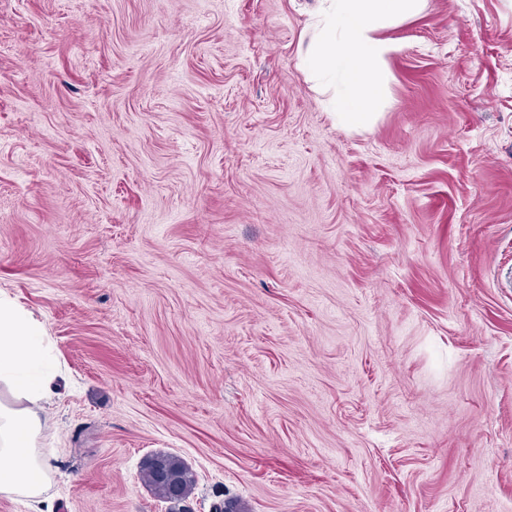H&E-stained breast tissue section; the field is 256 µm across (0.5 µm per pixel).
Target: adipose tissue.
Here are the masks:
<instances>
[{
	"label": "adipose tissue",
	"mask_w": 512,
	"mask_h": 512,
	"mask_svg": "<svg viewBox=\"0 0 512 512\" xmlns=\"http://www.w3.org/2000/svg\"><path fill=\"white\" fill-rule=\"evenodd\" d=\"M425 0H320L301 67L331 90L328 109L337 126L370 127L385 98L386 57L398 41L384 32L421 14ZM44 328L8 295L0 293V494L39 500L50 469L39 448L42 403L55 374L48 365Z\"/></svg>",
	"instance_id": "adipose-tissue-1"
}]
</instances>
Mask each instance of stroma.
<instances>
[{"instance_id": "35a3bbf8", "label": "stroma", "mask_w": 512, "mask_h": 512, "mask_svg": "<svg viewBox=\"0 0 512 512\" xmlns=\"http://www.w3.org/2000/svg\"><path fill=\"white\" fill-rule=\"evenodd\" d=\"M318 0H0V291L47 331L43 503L512 512V0L389 29L374 126ZM166 469L172 475L175 485L169 486L159 482L150 466H140L141 480L160 499L173 504L180 503L189 497L195 485V477L186 464L177 456L168 453H159Z\"/></svg>"}]
</instances>
